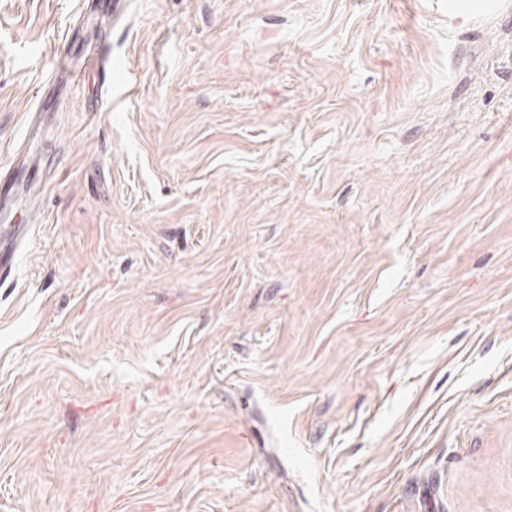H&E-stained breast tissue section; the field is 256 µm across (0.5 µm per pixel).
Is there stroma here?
I'll return each mask as SVG.
<instances>
[{"label": "stroma", "mask_w": 512, "mask_h": 512, "mask_svg": "<svg viewBox=\"0 0 512 512\" xmlns=\"http://www.w3.org/2000/svg\"><path fill=\"white\" fill-rule=\"evenodd\" d=\"M18 148L0 512H512V0H0Z\"/></svg>", "instance_id": "obj_1"}]
</instances>
